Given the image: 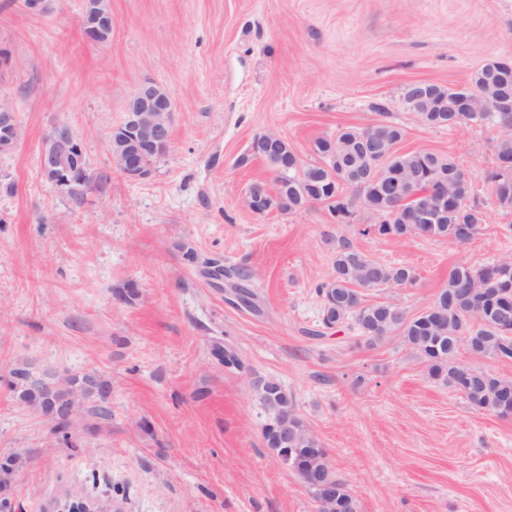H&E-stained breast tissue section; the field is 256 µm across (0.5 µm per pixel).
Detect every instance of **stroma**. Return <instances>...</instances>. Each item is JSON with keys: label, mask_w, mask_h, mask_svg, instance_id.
<instances>
[{"label": "stroma", "mask_w": 512, "mask_h": 512, "mask_svg": "<svg viewBox=\"0 0 512 512\" xmlns=\"http://www.w3.org/2000/svg\"><path fill=\"white\" fill-rule=\"evenodd\" d=\"M112 38L81 34L83 0H0V95L21 121L0 154V458L22 459L15 512H43L69 490L116 512H316L313 494L264 445L266 415L250 385L290 391L327 448L359 512H512V417L473 409L433 379L399 336L366 344L351 323L313 335L316 286L348 240L414 283L367 291L415 315L457 264L512 255V213L494 203L496 122L448 130L401 104L427 80L467 85L512 59V0H111ZM144 81L174 107L171 148L141 182L111 160L107 135ZM384 121L400 152L429 149L468 172L484 213L473 241L365 234L326 205L256 213L253 154L267 133L305 162L313 142ZM70 127L110 179L69 211L40 175L49 130ZM193 249L252 274L259 307L238 305L182 261ZM133 289L128 301L118 293ZM241 368L224 365L225 348ZM107 381L108 419L79 413L64 444L55 423L10 390V369Z\"/></svg>", "instance_id": "1"}]
</instances>
